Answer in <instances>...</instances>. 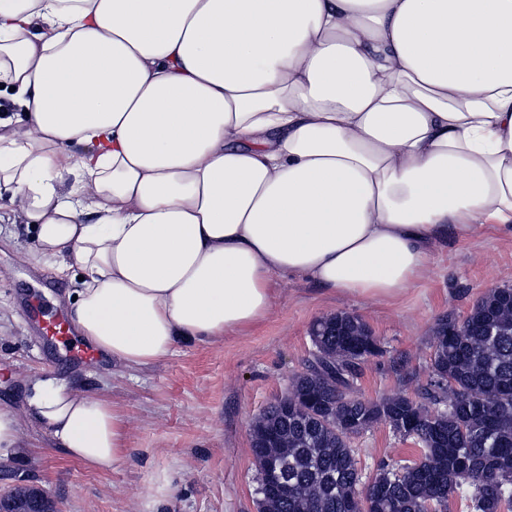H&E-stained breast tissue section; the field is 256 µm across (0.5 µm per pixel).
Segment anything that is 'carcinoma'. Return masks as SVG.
I'll return each mask as SVG.
<instances>
[{"label":"carcinoma","mask_w":512,"mask_h":512,"mask_svg":"<svg viewBox=\"0 0 512 512\" xmlns=\"http://www.w3.org/2000/svg\"><path fill=\"white\" fill-rule=\"evenodd\" d=\"M315 352L293 389L257 418L251 451L257 473L273 459L287 490L258 484L261 512H448L456 495L470 512L512 508V288L485 292L461 320L434 331V363L418 399L397 393L378 401L353 394L361 362L380 353L359 317L336 312L310 331ZM383 422L422 448L420 461L396 471L382 462L361 491L352 435Z\"/></svg>","instance_id":"cac0c4a2"}]
</instances>
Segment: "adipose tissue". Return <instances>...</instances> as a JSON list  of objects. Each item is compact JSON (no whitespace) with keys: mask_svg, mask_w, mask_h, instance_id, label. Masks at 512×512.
<instances>
[{"mask_svg":"<svg viewBox=\"0 0 512 512\" xmlns=\"http://www.w3.org/2000/svg\"><path fill=\"white\" fill-rule=\"evenodd\" d=\"M0 199L112 365L267 319L277 279L365 300L512 228V0H0ZM90 467L129 423L73 380L0 404Z\"/></svg>","mask_w":512,"mask_h":512,"instance_id":"1","label":"adipose tissue"}]
</instances>
